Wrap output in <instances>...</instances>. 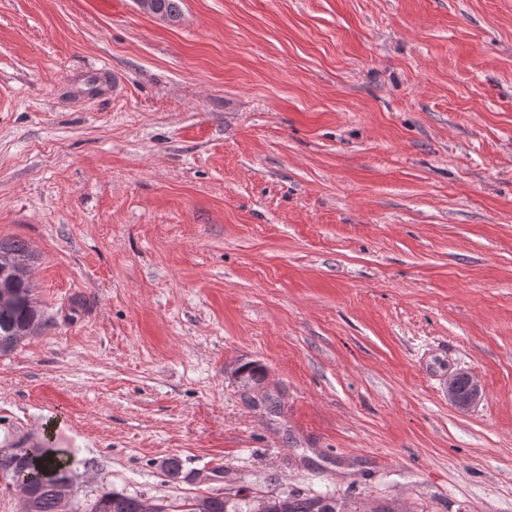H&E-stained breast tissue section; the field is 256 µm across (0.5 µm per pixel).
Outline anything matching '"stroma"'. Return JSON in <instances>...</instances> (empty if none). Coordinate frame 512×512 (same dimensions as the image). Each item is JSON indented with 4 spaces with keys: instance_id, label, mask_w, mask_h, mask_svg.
Here are the masks:
<instances>
[{
    "instance_id": "1",
    "label": "stroma",
    "mask_w": 512,
    "mask_h": 512,
    "mask_svg": "<svg viewBox=\"0 0 512 512\" xmlns=\"http://www.w3.org/2000/svg\"><path fill=\"white\" fill-rule=\"evenodd\" d=\"M0 239V421L92 486L512 512V0H0ZM31 266V263L12 260L0 250V356L11 353L19 345L10 335L11 326L33 316L30 283L20 282L14 285V303L12 289H9L16 281L28 279ZM6 310V314H1ZM466 375L470 379V385L472 387L471 393L467 397H461L455 386V379L457 376ZM448 401L449 403L455 407L459 411H467L470 408H472L482 397V390L478 384V382L475 380L474 377H472L467 371L461 370L457 373L453 374L448 379Z\"/></svg>"
}]
</instances>
